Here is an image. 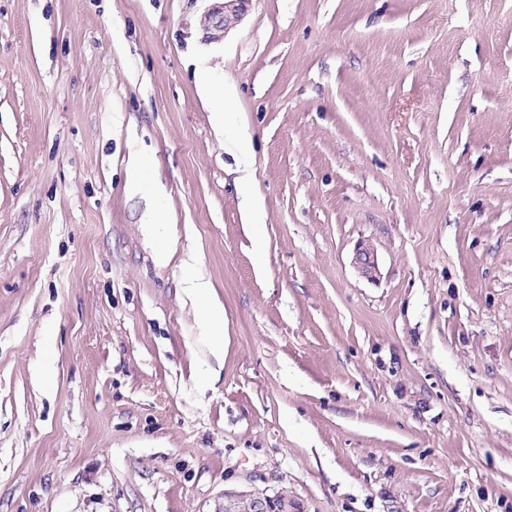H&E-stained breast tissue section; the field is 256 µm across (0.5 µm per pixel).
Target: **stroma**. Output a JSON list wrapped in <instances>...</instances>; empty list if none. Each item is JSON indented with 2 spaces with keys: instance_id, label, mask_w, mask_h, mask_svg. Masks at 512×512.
Listing matches in <instances>:
<instances>
[{
  "instance_id": "stroma-1",
  "label": "stroma",
  "mask_w": 512,
  "mask_h": 512,
  "mask_svg": "<svg viewBox=\"0 0 512 512\" xmlns=\"http://www.w3.org/2000/svg\"><path fill=\"white\" fill-rule=\"evenodd\" d=\"M223 8L0 0V512H512V0ZM355 264L366 278H375L378 272L377 257L369 244L362 243L356 251ZM202 320L209 336H213L224 348V307L217 298L202 314ZM295 503L284 491L274 496L263 493H225L224 512H292Z\"/></svg>"
}]
</instances>
